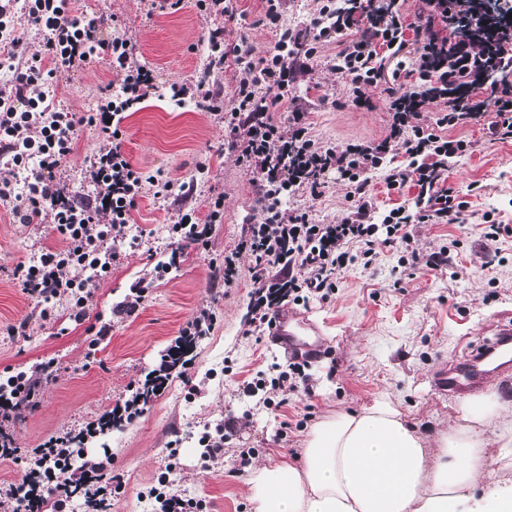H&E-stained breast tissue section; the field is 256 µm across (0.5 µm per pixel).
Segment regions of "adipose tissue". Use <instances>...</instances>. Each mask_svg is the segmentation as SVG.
Here are the masks:
<instances>
[{
  "label": "adipose tissue",
  "instance_id": "1",
  "mask_svg": "<svg viewBox=\"0 0 512 512\" xmlns=\"http://www.w3.org/2000/svg\"><path fill=\"white\" fill-rule=\"evenodd\" d=\"M497 394L467 400L462 425L435 449L384 403L326 416L308 431L301 458L256 469L254 512H512V486L475 503L467 494L494 469L512 467V426L500 427ZM497 452L484 459L487 443Z\"/></svg>",
  "mask_w": 512,
  "mask_h": 512
}]
</instances>
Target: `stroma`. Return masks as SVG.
<instances>
[{"label":"stroma","instance_id":"35a3bbf8","mask_svg":"<svg viewBox=\"0 0 512 512\" xmlns=\"http://www.w3.org/2000/svg\"><path fill=\"white\" fill-rule=\"evenodd\" d=\"M147 0H75L76 14L107 15L134 45L136 64L150 68L159 85L191 83L200 77L224 89V108L235 105L237 71L232 51L248 40L253 58L265 56L275 36L260 26L262 0H234L243 18L226 23L223 68L209 69L202 37L207 22L193 0L179 11L148 10ZM336 45L320 43L312 69L297 89L308 108L312 135L326 144L377 139L390 120L387 103L373 94L366 109L352 106L346 88L328 65ZM120 75L100 59L74 77L59 76L49 86L53 106L85 112L103 88H118ZM121 128L124 150L145 183L129 224L117 238L120 259L94 280L84 303V318L71 317L72 301L54 302L48 318L39 317L36 301L15 278L18 265L56 246L51 225L17 223L0 204V374L30 371L53 363L55 378L40 392L35 410H21L14 435L29 451L66 428L97 420L117 400L128 398L158 369L164 355L200 309L216 316L208 336L192 350L187 376L172 375L165 392L132 421L114 427L86 445L93 460L112 450V468L124 488L110 499L107 512H157L153 493H183L204 504V512H254L248 480L259 466L301 455L311 427L325 416L389 403L422 435L428 447L462 422L463 395L438 391L434 376L461 351L463 337L486 336L490 322L512 318V140H492L482 126L450 130L469 142L453 159L448 184L466 204L462 224H416L412 246L427 254H448L445 271L401 265L399 248L377 244L371 265L354 262L327 298L287 304L289 317H307L320 333L313 344L322 352L309 359L305 372L310 396L276 385L291 361L264 333L252 330L250 268L240 254L238 279L217 286L216 271L225 253L245 236L257 215V188L235 152L224 144L222 116L153 95L137 111L126 113ZM101 139L96 127L81 128L61 177L76 192L87 184L83 172ZM186 186L183 194L158 195L155 184ZM224 197V216L214 224L207 247L182 248L180 265L164 277L154 268L173 248L170 224L185 210L206 214L207 201ZM498 224V239L486 237ZM131 303L129 314H117ZM110 324L105 338L95 336ZM266 380L258 396L238 386ZM224 426V453L205 462L198 439L204 429ZM176 467L169 485L160 474L168 461Z\"/></svg>","mask_w":512,"mask_h":512}]
</instances>
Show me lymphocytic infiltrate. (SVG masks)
<instances>
[{
  "mask_svg": "<svg viewBox=\"0 0 512 512\" xmlns=\"http://www.w3.org/2000/svg\"><path fill=\"white\" fill-rule=\"evenodd\" d=\"M283 2L264 0L261 23L276 36L264 57L251 61L245 43L235 49L240 69L231 112L223 110L221 87L200 80L172 88L175 101L190 98L201 111L224 112V140L254 176L260 216L235 251L225 254L224 282L229 285L237 278L238 253H249L251 320L261 325L288 300L328 296L355 258L372 263L379 242L407 246L402 260L411 266L446 268L444 252L423 256L411 249L409 231L413 224L464 221V205L447 181L449 159L464 153L467 144L445 136V129L483 122L493 139H512V43L498 56L499 80L483 82L472 63L484 50L475 37L487 19L474 0H424L422 23L415 31L419 47L410 66H399L404 79L400 85L384 77L387 60L398 58L407 45L398 0H320L301 29L287 26ZM20 10L43 35L39 48L22 61L15 55L20 40L14 18ZM111 23L102 15L77 18L71 0H0V45L5 48L0 66L13 71L10 83L0 87V203L9 206L19 223L50 221L62 242L15 270L44 317L53 299L67 295L74 301V321L83 319L90 281L70 278L67 270L79 267L96 274L111 269L119 253L105 243L113 228L128 223L143 185L142 173L122 149L120 123L124 112L156 94L158 87L150 69L133 63V46L124 32L101 39V29ZM322 42L339 46L329 67L347 83L353 106L369 107L376 91L388 98L391 121L383 138L324 145L311 134L296 88ZM102 56L123 79L117 93L102 97L96 112L82 115L48 102L45 85ZM437 100L444 102V113L435 126L423 125L422 106ZM281 110L286 119H276ZM97 123L104 139L86 168L93 191L84 197L61 184L56 174L74 150L78 126ZM380 169L388 189L409 183L417 187L413 208L398 206L376 216L370 175ZM22 170L27 173L23 179L18 176ZM333 173L347 182L351 201L339 221L320 224L310 209H284V199L297 194L320 199ZM169 376V365H162L141 390L99 420L49 437L32 449L21 484H0V505H7L9 512H41L49 501L55 512H68L75 500L104 494L116 480L111 450L79 463L75 446L140 414L150 397L164 392ZM50 378L42 368L0 382L1 461L17 458L11 414L33 404Z\"/></svg>",
  "mask_w": 512,
  "mask_h": 512,
  "instance_id": "1",
  "label": "lymphocytic infiltrate"
}]
</instances>
